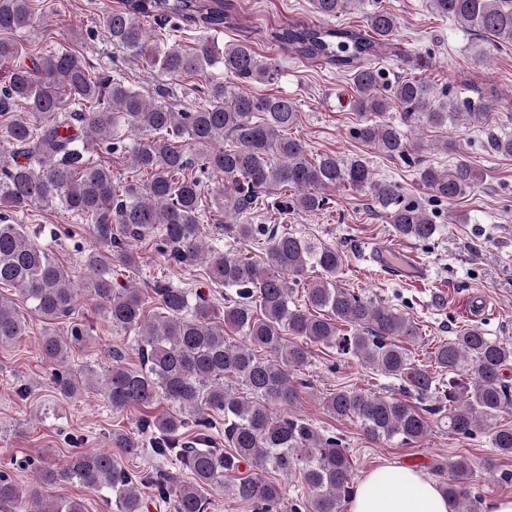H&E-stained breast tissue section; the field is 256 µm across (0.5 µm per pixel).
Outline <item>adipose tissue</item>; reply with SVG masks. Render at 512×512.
<instances>
[{
	"instance_id": "1",
	"label": "adipose tissue",
	"mask_w": 512,
	"mask_h": 512,
	"mask_svg": "<svg viewBox=\"0 0 512 512\" xmlns=\"http://www.w3.org/2000/svg\"><path fill=\"white\" fill-rule=\"evenodd\" d=\"M349 512H449L440 488L417 471L383 466L371 471L355 488Z\"/></svg>"
}]
</instances>
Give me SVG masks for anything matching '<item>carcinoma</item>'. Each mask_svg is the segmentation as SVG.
Returning a JSON list of instances; mask_svg holds the SVG:
<instances>
[{"label":"carcinoma","instance_id":"carcinoma-1","mask_svg":"<svg viewBox=\"0 0 512 512\" xmlns=\"http://www.w3.org/2000/svg\"><path fill=\"white\" fill-rule=\"evenodd\" d=\"M357 0H311L314 12L334 18ZM441 18L512 45V0H430ZM146 18L178 20L220 32L229 24L225 0H123L106 16L112 45L135 61L169 76L207 74L220 67L236 82L210 81L208 104L178 110L163 96L146 95L120 80L95 78L84 58L61 51L28 56L20 43L0 39V115L21 104L36 124L17 116L0 135V204L14 212L34 206H62L89 222L92 248L84 256L86 277L70 269L32 240L21 224L0 216V283L16 287L46 323L39 338L42 359L51 368L56 390L65 397L96 388L114 411L150 407L165 400L175 413L141 419L153 430V453L181 465L188 481L157 469L140 477L105 449L74 450L63 464L40 462L38 482L22 490L0 470V508L6 512H85L81 500L48 495L62 484L108 492L113 512H148L143 489L171 512H207L212 492L245 464L252 473L236 479L231 495L255 512H278L280 486L272 469L298 479L303 494L290 512H344L354 491V468L342 439L324 435L292 414L306 381L295 372L312 358L310 345L349 355L365 368L399 381L400 395L338 389L324 406L330 414L356 420L364 435L383 442L419 443L436 420L448 433L471 439L490 435L494 451L512 455V425L498 422L512 408V344L493 340L478 327L442 340L421 365L408 345L420 338L408 314L338 284L339 250L312 237L280 232L267 224H246L244 215L259 205L284 213H312L328 204L325 192L344 187L365 192L399 238L430 243L440 227L425 205L408 200L400 186L379 179L363 157L341 159L312 154L306 143L287 135L298 119L296 102L286 95L258 97L238 85L273 80L278 68L245 41L221 47L202 42L191 51L150 37ZM39 24L29 0H0V33L26 34ZM395 15L374 9L366 29L289 24L271 32L288 54L321 58L350 73L354 108L365 120L354 137L373 151L418 168L430 191L429 203L454 201L472 192L483 174L466 160L447 168L424 164L423 144L383 114L397 107L401 125L440 128L464 121L489 125L490 106L481 100L431 90L422 79L397 82L391 94L380 91L381 72L367 61L391 45ZM261 121H256V118ZM139 141L130 152L143 181L118 182L112 170L93 165L85 154L110 143L118 148V129ZM232 140L233 146L224 147ZM490 148L512 156V134H489ZM197 150L196 158L184 145ZM218 177L217 209L224 212V240L239 246L262 244L263 262L243 250L209 244L202 232L201 181L186 174L193 164ZM156 238L164 259L176 266L206 265V277L227 289L219 307L198 288L157 282L149 289L112 282V267L138 265L137 243ZM317 277H312V274ZM302 286L305 306L293 300ZM116 330L135 336L141 367L131 369L112 355L104 376L75 373L67 360L83 340L74 326L62 336L55 325L74 314L81 296ZM163 315L149 318L150 303ZM27 322L14 302L0 298V345L26 333ZM242 336L233 343L228 332ZM269 353L263 358L258 351ZM224 415L229 450L214 448L213 415ZM194 436L184 440L185 430ZM112 443L134 456L139 438L116 433ZM472 464L460 457L439 466L447 475L441 490L453 512H480L482 499L472 480Z\"/></svg>","mask_w":512,"mask_h":512}]
</instances>
